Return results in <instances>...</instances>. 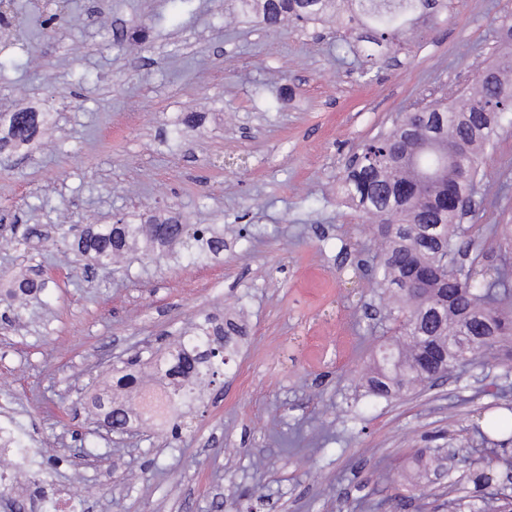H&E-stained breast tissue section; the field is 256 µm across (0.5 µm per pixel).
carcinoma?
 <instances>
[{
  "label": "carcinoma",
  "instance_id": "obj_1",
  "mask_svg": "<svg viewBox=\"0 0 512 512\" xmlns=\"http://www.w3.org/2000/svg\"><path fill=\"white\" fill-rule=\"evenodd\" d=\"M244 13L258 12L274 30L290 22L327 21L333 0H230ZM355 8L347 21L336 18L345 39L366 43L376 58L402 40L416 24L434 26L448 0H350ZM496 77L482 91L459 95L452 103L432 101L411 115L392 120L385 133L363 145L362 162L346 170L342 191L361 212L376 221L383 246L372 274L384 291L393 293L391 337L374 360L366 379L368 392L389 398L432 383L470 367L485 368L490 356L500 364L512 361V315L503 306L512 302V274L505 267L488 270L478 263L480 238L461 219L474 212L481 169L500 129L512 125V56L491 66ZM50 113L13 112L8 142L16 148L29 144ZM6 142V143H8ZM6 143L0 144V150ZM142 231L140 224H97L85 230L71 226L62 235L73 236L76 262L105 265L132 250ZM148 235L158 251L180 244L201 260L224 251V234L209 228L187 230L169 219L149 225ZM13 287L25 295H39L49 281L24 274ZM239 328L223 327L205 317L168 352V367L180 380L156 396L170 415L172 437L178 421L196 409L197 386L213 384L223 375L229 352L212 353L214 337L233 342ZM137 383L134 365L115 368L112 386L126 389ZM103 404L112 426L130 425L132 416L112 399ZM458 512H512L508 503L492 493L480 504H467Z\"/></svg>",
  "mask_w": 512,
  "mask_h": 512
}]
</instances>
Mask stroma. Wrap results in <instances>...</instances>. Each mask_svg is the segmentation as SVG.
<instances>
[{
  "label": "stroma",
  "mask_w": 512,
  "mask_h": 512,
  "mask_svg": "<svg viewBox=\"0 0 512 512\" xmlns=\"http://www.w3.org/2000/svg\"><path fill=\"white\" fill-rule=\"evenodd\" d=\"M0 40V137L10 113L48 112L30 146L0 152V289L41 267L50 286L0 324V426L26 498L81 489L78 512H455L470 470L505 479L512 367L376 399L364 389L392 299L364 264L379 249L341 191L344 165L423 98L470 91L500 54L512 0H452L383 59L337 55L336 26L272 31L228 0H34ZM194 127L179 129L186 114ZM233 166H225L227 158ZM483 267H512V128L482 167ZM176 218L224 230L203 263L181 246L86 272L60 227ZM53 232L39 251L25 227ZM243 326L224 377L181 440L163 419L102 437L92 399L135 348L164 356L202 316ZM466 464L448 465L449 449ZM446 470L435 482V470Z\"/></svg>",
  "instance_id": "stroma-1"
}]
</instances>
